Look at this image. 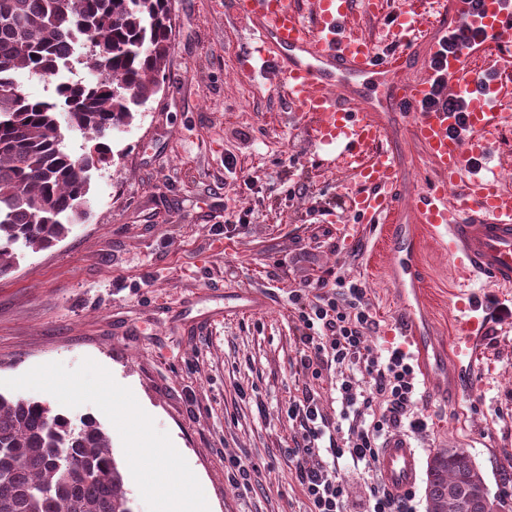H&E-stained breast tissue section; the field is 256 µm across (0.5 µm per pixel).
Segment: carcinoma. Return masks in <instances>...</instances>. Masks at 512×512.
Returning <instances> with one entry per match:
<instances>
[{
  "label": "carcinoma",
  "instance_id": "1",
  "mask_svg": "<svg viewBox=\"0 0 512 512\" xmlns=\"http://www.w3.org/2000/svg\"><path fill=\"white\" fill-rule=\"evenodd\" d=\"M173 24L169 0H0V275L17 246L44 249L80 223L89 171L108 162L109 137L160 89ZM86 49L82 55L70 49ZM100 75L71 81L75 65ZM57 79L55 98L31 99L21 71ZM89 135L79 157L61 123ZM475 460L439 448L426 462L427 512H493ZM0 512H134L109 430L74 423L47 402L0 394Z\"/></svg>",
  "mask_w": 512,
  "mask_h": 512
}]
</instances>
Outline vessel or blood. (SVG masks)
<instances>
[{
  "instance_id": "obj_1",
  "label": "vessel or blood",
  "mask_w": 512,
  "mask_h": 512,
  "mask_svg": "<svg viewBox=\"0 0 512 512\" xmlns=\"http://www.w3.org/2000/svg\"><path fill=\"white\" fill-rule=\"evenodd\" d=\"M371 15L381 14L385 0H309V14H301L288 0H239L247 31L257 44L264 66L273 68L277 82L296 111L315 118L310 128L314 143H339L338 167L354 174L363 188L349 194L350 210L361 220L390 227L394 258L391 269L401 294L402 310L396 326L408 346L414 347L424 376L446 375L441 395L459 393L468 370L464 357L481 343L482 319L460 321L451 341L461 360L454 368L430 364L424 340L413 316L421 300V270L414 226L430 232L447 248L454 278L463 287L470 309H477L471 288L487 282L512 288V193L498 178L472 175L512 113L499 109L503 87L499 80L480 83L470 66L475 53L495 50L512 57V0H485L482 16L471 14L469 0H448V16L409 11L397 37L399 47L378 55L373 43L353 36L348 23L356 2ZM469 21L485 38L461 54L449 57L445 78L456 93H470L466 116L427 107L434 87L433 74L413 77L419 43L438 50L449 26ZM392 112L412 116L415 132L441 182L420 192L406 190L401 160L385 148L382 139ZM469 174L463 192L449 197L448 185ZM383 482L398 493L412 489L418 479L414 448L401 437L390 439L376 462Z\"/></svg>"
}]
</instances>
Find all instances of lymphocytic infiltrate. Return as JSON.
Segmentation results:
<instances>
[{
	"label": "lymphocytic infiltrate",
	"mask_w": 512,
	"mask_h": 512,
	"mask_svg": "<svg viewBox=\"0 0 512 512\" xmlns=\"http://www.w3.org/2000/svg\"><path fill=\"white\" fill-rule=\"evenodd\" d=\"M482 38V32L458 26L441 40L429 61L438 75L429 106L466 112V95L449 94L442 73L449 56ZM315 288L311 296L298 290L290 296L300 323L296 373L317 380L325 370H336L341 421H328L315 391L304 387L286 411L296 425L288 455L303 487L307 512H347V485L336 470V460L345 458L373 470L389 437L422 432L427 421L417 407L416 372L408 353L395 347L382 355L367 342L373 320L362 302L361 286L322 278Z\"/></svg>",
	"instance_id": "f902f5d3"
}]
</instances>
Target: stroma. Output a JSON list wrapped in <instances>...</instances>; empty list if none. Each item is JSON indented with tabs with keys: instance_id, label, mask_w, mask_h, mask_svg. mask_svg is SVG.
<instances>
[{
	"instance_id": "obj_1",
	"label": "stroma",
	"mask_w": 512,
	"mask_h": 512,
	"mask_svg": "<svg viewBox=\"0 0 512 512\" xmlns=\"http://www.w3.org/2000/svg\"><path fill=\"white\" fill-rule=\"evenodd\" d=\"M397 0L374 18L356 10L353 33L383 43L398 30ZM173 34L159 91L113 132L110 165L93 171L87 216L54 246L18 250L0 276V394L48 402L112 433L134 512H158L129 464L128 439L144 429L153 468L197 479L213 512H305L288 458L296 396L299 323L291 291L338 275L361 285L378 351L402 345L391 254L373 224L350 213L348 174L329 168L308 116L291 110L268 76L247 77L256 46L235 0H171ZM395 147L403 179L423 188L434 173L412 127ZM349 225L352 239L340 234ZM419 325L447 349L464 311L447 251L419 232ZM265 288L270 307L225 314L224 298ZM490 316L458 399L420 400L428 429L407 435L419 460L461 448L480 466L497 512H512V288L478 291ZM117 412L104 407L103 377ZM73 384L57 395L51 379ZM144 409L137 424L130 412ZM230 456L259 466L250 489L224 475Z\"/></svg>"
}]
</instances>
